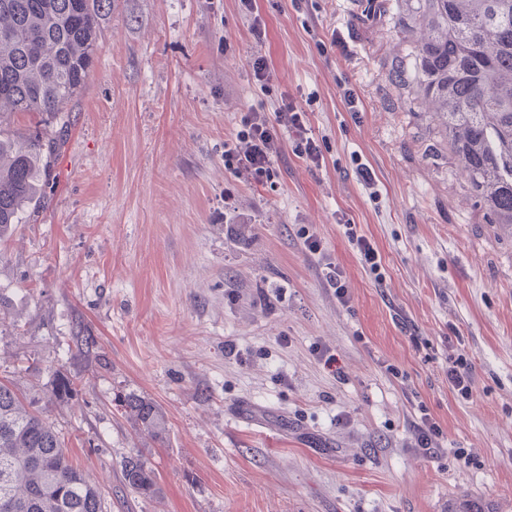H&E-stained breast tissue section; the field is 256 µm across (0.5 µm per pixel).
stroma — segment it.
<instances>
[{
    "label": "stroma",
    "mask_w": 512,
    "mask_h": 512,
    "mask_svg": "<svg viewBox=\"0 0 512 512\" xmlns=\"http://www.w3.org/2000/svg\"><path fill=\"white\" fill-rule=\"evenodd\" d=\"M368 6L112 0L102 17L38 201L0 242V379L37 400L107 512H512V229L470 194L414 88L388 78L410 51L397 28L408 0L373 19ZM284 97L307 113L322 166L285 136L272 185L234 179L224 140L238 112ZM228 187L255 219L249 240L227 230ZM343 214L380 252L382 280ZM328 260L349 307L325 286ZM78 328L91 357L68 350ZM461 352L466 402L448 388ZM60 369L79 379L72 399L52 392ZM129 391L159 404L165 441L122 414ZM424 411L443 429L431 457L414 449ZM133 453L154 498L123 485ZM339 224L343 226L344 234L349 242L355 245L362 266L374 274L376 280H382V258L378 250L374 248L369 239L358 234L357 224H351V221L345 216L339 218ZM473 369L474 366L464 354H459L448 363V388L458 401H468L472 396Z\"/></svg>",
    "instance_id": "stroma-1"
}]
</instances>
